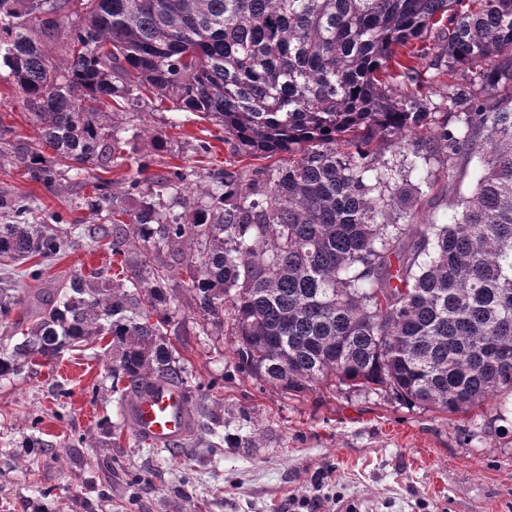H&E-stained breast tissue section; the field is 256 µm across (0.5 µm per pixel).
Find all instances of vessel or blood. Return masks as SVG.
Wrapping results in <instances>:
<instances>
[{
	"instance_id": "b4317fda",
	"label": "vessel or blood",
	"mask_w": 512,
	"mask_h": 512,
	"mask_svg": "<svg viewBox=\"0 0 512 512\" xmlns=\"http://www.w3.org/2000/svg\"><path fill=\"white\" fill-rule=\"evenodd\" d=\"M126 417L138 438L159 448L180 444L194 421L184 390L160 382L152 383L134 398Z\"/></svg>"
}]
</instances>
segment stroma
<instances>
[{"label":"stroma","instance_id":"35a3bbf8","mask_svg":"<svg viewBox=\"0 0 512 512\" xmlns=\"http://www.w3.org/2000/svg\"><path fill=\"white\" fill-rule=\"evenodd\" d=\"M108 126L125 130V163L108 172L61 173L50 186L33 181L20 161L35 139L36 117L0 65V197L29 198L73 224H105L92 205L95 178L114 185L113 203L138 210L123 187L133 177H159L169 166L191 167L207 184L210 172L287 163L232 155L224 131L198 113L163 111L150 98L110 113ZM208 142L209 153L199 145ZM471 176L423 195L420 222L440 220L469 194ZM105 246L86 239L53 259L45 289L73 272L108 268ZM169 312L179 323L171 342L188 367L189 385L220 386L203 401L224 427V446L212 452L203 432L177 448L153 452L138 444L112 410L108 339L52 360L33 359L20 376L0 380V512H288L308 501L318 512H512V406L482 417L448 416L392 398L381 390L349 392L313 387L301 396L256 381L235 365L234 339L204 323L186 283L169 280ZM99 388L90 399L88 386ZM67 400H60L61 391ZM66 416L57 419L59 403ZM41 418L39 435L29 430ZM120 431L104 445V422ZM83 447H72L76 436Z\"/></svg>","mask_w":512,"mask_h":512}]
</instances>
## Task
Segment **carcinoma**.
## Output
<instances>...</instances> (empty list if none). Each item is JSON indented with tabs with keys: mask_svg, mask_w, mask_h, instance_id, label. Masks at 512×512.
<instances>
[{
	"mask_svg": "<svg viewBox=\"0 0 512 512\" xmlns=\"http://www.w3.org/2000/svg\"><path fill=\"white\" fill-rule=\"evenodd\" d=\"M72 2L0 0V64L40 124L21 157L31 178L59 175L38 161L45 147L78 172L123 161L94 115L141 91L202 113L232 154L288 165L227 166L206 188L172 165L126 182L134 213L99 182L111 224L82 235L106 241L113 275L73 273L33 311L0 275L14 341L0 380L110 336L116 413L151 380L194 397L161 309L164 282L186 276L203 319L229 323L241 369L287 394L383 389L450 417L512 397V0H80L67 30ZM442 75L455 82L433 103ZM383 145L443 155V176L418 171V194L476 160L470 194L408 244L398 219L418 211ZM165 193L207 202L187 224ZM8 207L25 223L0 224V266L37 284L71 238L25 199Z\"/></svg>",
	"mask_w": 512,
	"mask_h": 512,
	"instance_id": "obj_1",
	"label": "carcinoma"
}]
</instances>
